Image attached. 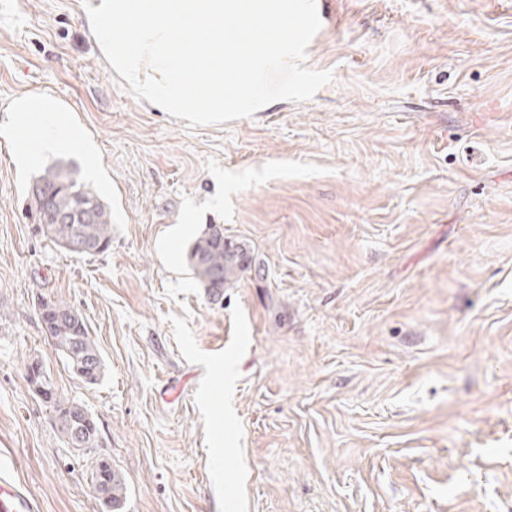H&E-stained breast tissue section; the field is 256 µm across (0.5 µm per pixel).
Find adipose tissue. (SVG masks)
I'll use <instances>...</instances> for the list:
<instances>
[{"mask_svg":"<svg viewBox=\"0 0 512 512\" xmlns=\"http://www.w3.org/2000/svg\"><path fill=\"white\" fill-rule=\"evenodd\" d=\"M17 126H27L32 120L43 123L37 143L20 142L16 155L26 165L37 164L50 151L64 150L79 143L82 133L74 124L72 111L57 96L30 93L16 98L11 106Z\"/></svg>","mask_w":512,"mask_h":512,"instance_id":"obj_1","label":"adipose tissue"}]
</instances>
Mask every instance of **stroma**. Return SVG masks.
Returning <instances> with one entry per match:
<instances>
[{
  "label": "stroma",
  "instance_id": "obj_1",
  "mask_svg": "<svg viewBox=\"0 0 512 512\" xmlns=\"http://www.w3.org/2000/svg\"><path fill=\"white\" fill-rule=\"evenodd\" d=\"M304 103L188 128L101 61L83 0L0 13V461L41 512H512V0H319ZM58 96L112 244L37 234L10 103ZM256 266L214 300L186 261L205 225ZM105 364L65 368L41 299ZM37 356L83 403L79 453L31 392ZM39 313L44 333L65 366L84 383L97 384L104 374L103 358L81 313L51 300L40 302ZM104 485L108 489V499L103 501L99 496V487ZM92 489L96 498L109 508V512L121 511L126 499V485L123 477L112 468V460L107 457H98L93 467ZM98 495V496H97Z\"/></svg>",
  "mask_w": 512,
  "mask_h": 512
}]
</instances>
